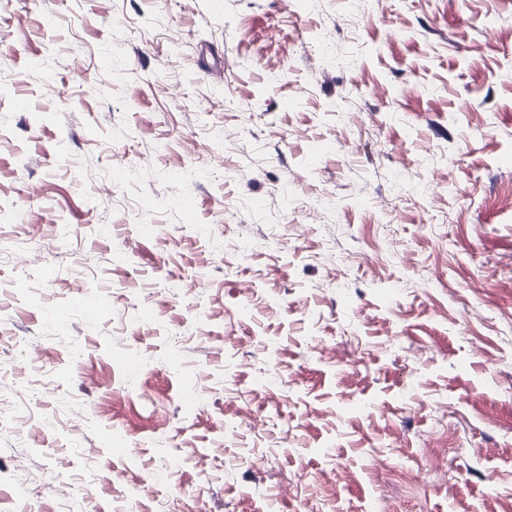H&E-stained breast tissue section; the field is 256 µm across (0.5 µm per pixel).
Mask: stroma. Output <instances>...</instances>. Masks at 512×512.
<instances>
[{"label": "stroma", "instance_id": "stroma-1", "mask_svg": "<svg viewBox=\"0 0 512 512\" xmlns=\"http://www.w3.org/2000/svg\"><path fill=\"white\" fill-rule=\"evenodd\" d=\"M511 24L0 0V512H503Z\"/></svg>", "mask_w": 512, "mask_h": 512}]
</instances>
